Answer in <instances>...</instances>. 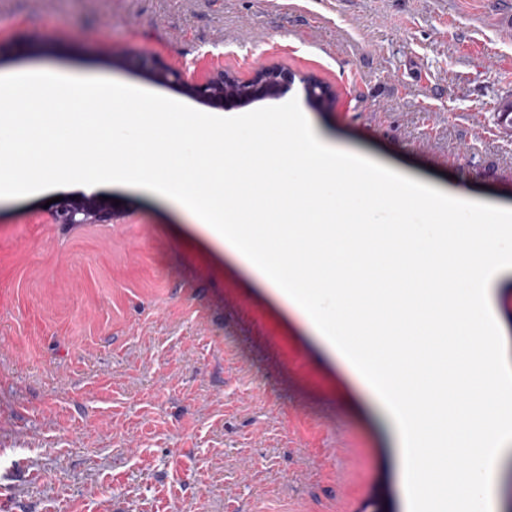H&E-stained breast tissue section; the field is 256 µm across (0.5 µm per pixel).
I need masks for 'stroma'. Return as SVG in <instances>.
<instances>
[{"instance_id": "35a3bbf8", "label": "stroma", "mask_w": 512, "mask_h": 512, "mask_svg": "<svg viewBox=\"0 0 512 512\" xmlns=\"http://www.w3.org/2000/svg\"><path fill=\"white\" fill-rule=\"evenodd\" d=\"M32 64L226 117L294 98L329 142L512 207V0H0V72ZM261 64L286 96L203 89ZM58 196L103 216L54 223ZM217 254L141 189L0 201V512H404L368 392Z\"/></svg>"}]
</instances>
